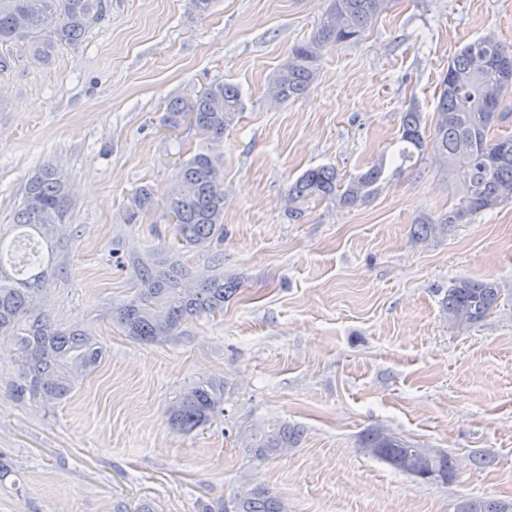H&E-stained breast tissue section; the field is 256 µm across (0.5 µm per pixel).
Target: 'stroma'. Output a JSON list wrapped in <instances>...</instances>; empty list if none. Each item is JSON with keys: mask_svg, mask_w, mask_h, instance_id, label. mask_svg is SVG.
Wrapping results in <instances>:
<instances>
[{"mask_svg": "<svg viewBox=\"0 0 512 512\" xmlns=\"http://www.w3.org/2000/svg\"><path fill=\"white\" fill-rule=\"evenodd\" d=\"M105 19L74 45L36 58L15 44L0 72V238L29 178L51 164L72 205L57 228L37 305L102 350L67 399L22 403L16 337L0 336V512H201L248 485L288 512H455L465 497L512 503V204L419 239L413 226L460 193L431 156L395 159L401 117L432 120L452 53L496 33L512 45V0H391L358 42L325 49L298 98L274 101L276 69L316 32L330 0H106ZM238 87L239 122L224 135V273L238 279L223 314L193 317L145 343L115 320L131 252H168L166 197L181 163L209 144L161 126L166 103L208 83ZM384 172L367 201L312 202L301 219L289 185L335 167ZM150 186L155 206L130 219ZM496 282L481 323L451 324L453 279ZM224 386V411L189 433L168 411L190 385ZM300 437L257 459L252 428ZM380 428L450 456L449 478L401 474L361 448Z\"/></svg>", "mask_w": 512, "mask_h": 512, "instance_id": "35a3bbf8", "label": "stroma"}]
</instances>
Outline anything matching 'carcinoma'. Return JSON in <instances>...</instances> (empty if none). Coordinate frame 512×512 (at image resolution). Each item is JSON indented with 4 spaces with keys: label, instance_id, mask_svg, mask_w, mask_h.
Masks as SVG:
<instances>
[{
    "label": "carcinoma",
    "instance_id": "1",
    "mask_svg": "<svg viewBox=\"0 0 512 512\" xmlns=\"http://www.w3.org/2000/svg\"><path fill=\"white\" fill-rule=\"evenodd\" d=\"M390 0H331L317 31L295 45L273 80L275 96L286 100L301 95L314 79L323 50L353 42L389 6ZM106 16L104 0H0V71L9 66L10 48L27 41L37 58L58 45L77 43L92 25ZM512 94V45L489 31L465 44L448 60L438 84L433 131L422 128V114L414 108L404 113L400 159L429 152L439 168L462 185V193L438 219L416 224L417 236L448 232L450 224H466L473 216L512 203V135H492L502 120L504 96ZM243 112L237 87L212 82L190 101L168 102L162 121L176 130L184 124L204 135L212 145L224 142V132ZM382 167L373 166L342 186L336 170L319 167L305 171L289 187L296 207L291 215L303 216L301 204L331 200L350 207L372 194ZM134 207L147 212L155 206L151 189L142 186L133 195ZM71 206L66 178L45 165L30 179L15 223L39 236L53 238ZM175 240L185 248L209 251L224 240V189L220 156L212 150L192 155L180 164L165 204ZM135 293L115 311L116 321L127 335L142 342L162 341L199 314L224 312V302L236 295L240 282L215 274L191 281L190 271L178 260L155 254H131ZM28 276L14 279L8 273L0 247V335L19 331L23 379L15 386L22 402H55L72 390L74 374L90 371L99 363L100 349L76 329L56 326L35 306L47 270L39 258L27 261ZM500 289L490 280L460 277L453 280L442 301L448 319L461 326L482 322L497 307ZM221 385L213 381L186 389L171 406L169 422L183 432L209 423L220 411ZM297 441V433L269 426L251 434L250 451L258 458L280 453ZM361 447L378 448L376 458L410 477L433 472L446 479L454 472L448 456L432 455L411 442L389 436L381 429L361 439ZM460 512H512V506L496 500L464 498ZM203 512H287L285 503L269 488L244 489L228 501L208 505Z\"/></svg>",
    "mask_w": 512,
    "mask_h": 512
}]
</instances>
